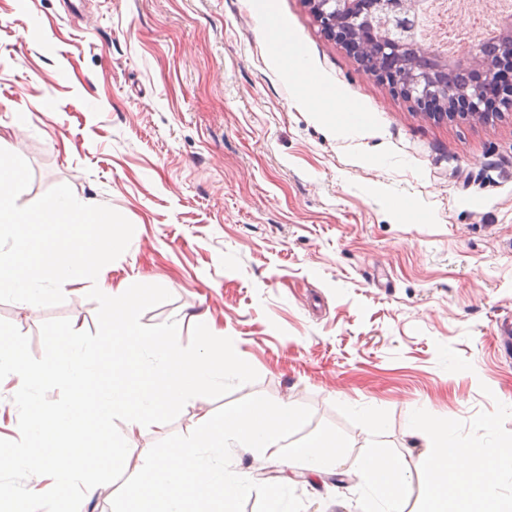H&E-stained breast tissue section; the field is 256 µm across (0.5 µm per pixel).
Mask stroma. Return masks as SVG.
I'll return each mask as SVG.
<instances>
[{"label":"stroma","instance_id":"stroma-1","mask_svg":"<svg viewBox=\"0 0 512 512\" xmlns=\"http://www.w3.org/2000/svg\"><path fill=\"white\" fill-rule=\"evenodd\" d=\"M0 148L31 169L17 203L69 185L135 227L113 286L171 294L141 316L220 331L259 374L141 428L124 472L203 414L253 395L310 407L343 431L339 479L233 451L304 512H360L369 433L338 404L389 413L386 444L418 454L413 410L470 421L512 404V112L437 121L320 30L307 0H0ZM89 280L63 303L0 320L97 329Z\"/></svg>","mask_w":512,"mask_h":512}]
</instances>
